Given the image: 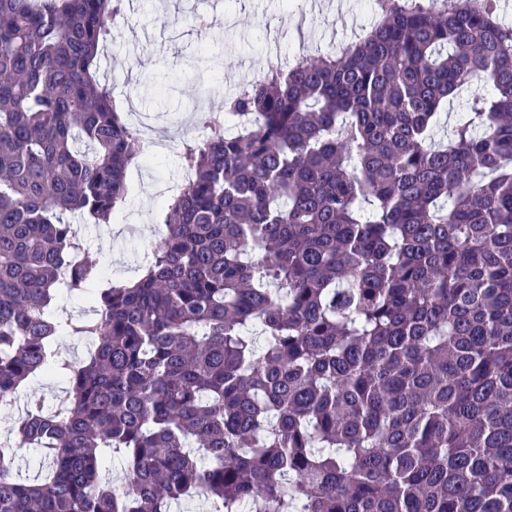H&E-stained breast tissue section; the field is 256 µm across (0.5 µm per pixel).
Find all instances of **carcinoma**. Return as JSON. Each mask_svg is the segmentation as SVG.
Masks as SVG:
<instances>
[{"label":"carcinoma","mask_w":512,"mask_h":512,"mask_svg":"<svg viewBox=\"0 0 512 512\" xmlns=\"http://www.w3.org/2000/svg\"><path fill=\"white\" fill-rule=\"evenodd\" d=\"M122 5L0 0V400L67 385L0 443V512H512L500 0H371L340 51L266 59L197 113L166 232L108 287L75 219L110 223L146 160L97 75ZM30 448L45 474L22 482ZM65 385L56 380L33 382L27 387V394H36L43 398L49 407H55L65 397Z\"/></svg>","instance_id":"1"}]
</instances>
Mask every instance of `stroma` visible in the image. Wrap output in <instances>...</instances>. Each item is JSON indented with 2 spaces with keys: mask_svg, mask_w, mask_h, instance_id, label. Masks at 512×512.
I'll return each instance as SVG.
<instances>
[{
  "mask_svg": "<svg viewBox=\"0 0 512 512\" xmlns=\"http://www.w3.org/2000/svg\"><path fill=\"white\" fill-rule=\"evenodd\" d=\"M198 0H124V19L97 61L101 79L127 111L152 125L161 149L152 162L127 171L128 194L108 224H86V256L119 285L136 276L162 234L158 189L178 182L184 123L199 111H219L235 86L260 73L270 52L288 59L328 52L354 40L373 21L364 0H344L353 22L317 10L311 0H207L213 25L196 23Z\"/></svg>",
  "mask_w": 512,
  "mask_h": 512,
  "instance_id": "1",
  "label": "stroma"
}]
</instances>
